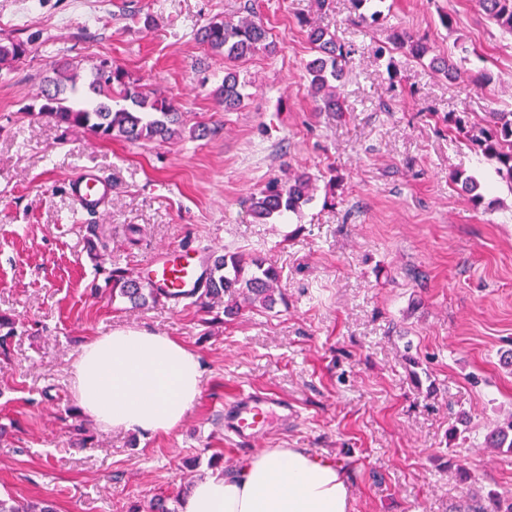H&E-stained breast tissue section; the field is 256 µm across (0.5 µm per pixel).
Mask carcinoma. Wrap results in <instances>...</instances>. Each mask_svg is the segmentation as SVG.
I'll use <instances>...</instances> for the list:
<instances>
[{"label": "carcinoma", "mask_w": 512, "mask_h": 512, "mask_svg": "<svg viewBox=\"0 0 512 512\" xmlns=\"http://www.w3.org/2000/svg\"><path fill=\"white\" fill-rule=\"evenodd\" d=\"M487 19L501 33L512 36V0H479ZM198 40L211 51L224 54L230 63L242 60L259 50L273 51L268 29L252 16L238 20L212 21L197 35ZM307 39L315 57L307 63L308 91L319 107L343 111L339 87L349 71L351 50L336 40V35L321 27H311ZM455 48L461 56L431 54V48L422 37L405 29H394L387 45L379 49L380 55L402 53L420 62L429 59L428 67L450 81L467 77L471 82L484 85L491 81L486 69L472 72L469 49L462 39ZM26 53L23 43L0 41V62H15ZM53 75L44 79L39 98V114L60 125L82 129L102 140L120 138L129 143L167 141L182 135L185 129L183 113L175 103L156 96L129 80L126 72L103 60L79 72L62 60L52 68ZM249 81L234 68L224 71V80L215 94L224 110H236L244 98L243 91ZM455 125L465 133L466 142L483 158L495 163L497 174L512 186V111L488 113L485 127L478 133L465 131L462 121ZM461 191L470 195L472 202L483 200L480 184L471 177L456 176ZM315 179L307 172L295 173L286 181H270L249 198V208L255 219L267 221L284 214H298L313 201ZM279 272L263 257L226 251L214 258L211 266L200 278L190 304L210 312V300L228 297L224 316L231 318L244 308L270 309L283 300L278 288ZM112 286V299L120 298L133 308L156 304L165 292H155L141 285L137 277L124 269L114 268L106 277ZM487 448H512V412L496 424L484 437ZM0 512H56L49 501L28 502L12 496H0Z\"/></svg>", "instance_id": "carcinoma-1"}]
</instances>
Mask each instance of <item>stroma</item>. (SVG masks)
<instances>
[{"label": "stroma", "mask_w": 512, "mask_h": 512, "mask_svg": "<svg viewBox=\"0 0 512 512\" xmlns=\"http://www.w3.org/2000/svg\"><path fill=\"white\" fill-rule=\"evenodd\" d=\"M248 1L275 49L237 62L250 87L228 112L215 96L224 57L197 33L238 19ZM385 3V25L365 31L352 0H0V39L28 47L0 65V318L14 329L0 346L1 494L49 499L57 512H128L211 470L232 473L258 447L304 448L336 466L353 512H467L489 491L512 492V453L483 445L512 411V367L502 364L512 351V186L448 126L452 112L478 125L512 111V36L478 0ZM310 24L352 49L347 111L321 110L307 92ZM397 25L436 54L464 38L492 83L380 58ZM62 57L83 68L111 60L173 99L186 127L219 132L132 144L57 126L36 95ZM88 167L112 182L100 213L67 189ZM295 171L316 175L314 200L297 215L254 219L247 198ZM458 174L482 184L481 204L459 191ZM176 246L260 254L279 268L285 303L229 319L220 303L205 313L186 301L113 300L104 269L137 275ZM117 326L199 354L202 396L177 430L104 432L79 414L70 364ZM240 390L287 401L296 422L237 445L222 416ZM458 455L471 478L453 465Z\"/></svg>", "instance_id": "obj_1"}]
</instances>
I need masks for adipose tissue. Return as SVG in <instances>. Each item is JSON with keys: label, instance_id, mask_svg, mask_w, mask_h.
I'll return each instance as SVG.
<instances>
[{"label": "adipose tissue", "instance_id": "adipose-tissue-1", "mask_svg": "<svg viewBox=\"0 0 512 512\" xmlns=\"http://www.w3.org/2000/svg\"><path fill=\"white\" fill-rule=\"evenodd\" d=\"M82 414L112 432L167 434L202 395L198 354L163 333L120 326L92 337L72 361ZM181 512H351L345 476L302 448H262L237 471L197 480Z\"/></svg>", "mask_w": 512, "mask_h": 512}]
</instances>
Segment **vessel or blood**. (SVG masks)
<instances>
[{
    "instance_id": "b4317fda",
    "label": "vessel or blood",
    "mask_w": 512,
    "mask_h": 512,
    "mask_svg": "<svg viewBox=\"0 0 512 512\" xmlns=\"http://www.w3.org/2000/svg\"><path fill=\"white\" fill-rule=\"evenodd\" d=\"M68 188L70 195L86 210H100L112 195L111 182L92 169L70 180ZM200 267V258L178 249H167L149 260L141 278L144 285L163 289L180 302L195 287ZM294 420L286 401L266 392L242 390L224 410V434L245 445L273 428H287Z\"/></svg>"
}]
</instances>
